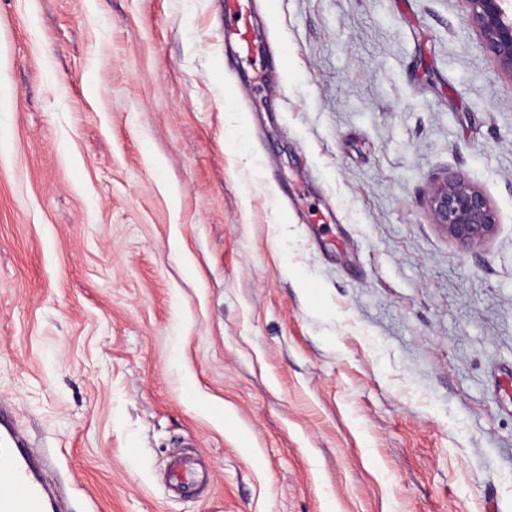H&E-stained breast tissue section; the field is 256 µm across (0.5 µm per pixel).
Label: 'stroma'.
<instances>
[{
    "label": "stroma",
    "instance_id": "obj_1",
    "mask_svg": "<svg viewBox=\"0 0 512 512\" xmlns=\"http://www.w3.org/2000/svg\"><path fill=\"white\" fill-rule=\"evenodd\" d=\"M253 7L0 0V406L61 512H512V80L466 0ZM252 1L224 0V40L233 42L238 48V52L227 59L229 66H234L241 55L249 56L256 51L248 20ZM427 210L432 224L466 249L486 244L496 232L498 215L484 191L461 173L437 178L428 193Z\"/></svg>",
    "mask_w": 512,
    "mask_h": 512
}]
</instances>
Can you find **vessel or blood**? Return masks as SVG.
Returning a JSON list of instances; mask_svg holds the SVG:
<instances>
[{
    "mask_svg": "<svg viewBox=\"0 0 512 512\" xmlns=\"http://www.w3.org/2000/svg\"><path fill=\"white\" fill-rule=\"evenodd\" d=\"M252 0H224V38L233 42L239 54L255 53L249 17ZM0 512H48L51 495L42 482L37 465L21 433L0 419Z\"/></svg>",
    "mask_w": 512,
    "mask_h": 512,
    "instance_id": "b4317fda",
    "label": "vessel or blood"
}]
</instances>
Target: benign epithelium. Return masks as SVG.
<instances>
[{
  "mask_svg": "<svg viewBox=\"0 0 512 512\" xmlns=\"http://www.w3.org/2000/svg\"><path fill=\"white\" fill-rule=\"evenodd\" d=\"M468 21L478 31L486 53L512 78V0H467ZM431 223L466 249L486 244L496 232L498 215L484 191L461 173L436 179L428 193Z\"/></svg>",
  "mask_w": 512,
  "mask_h": 512,
  "instance_id": "7a95c632",
  "label": "benign epithelium"
}]
</instances>
